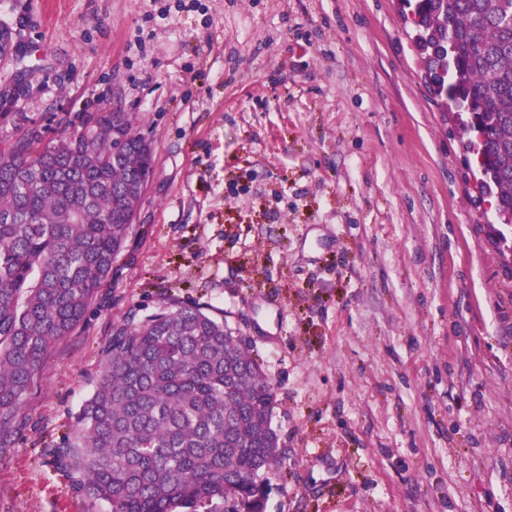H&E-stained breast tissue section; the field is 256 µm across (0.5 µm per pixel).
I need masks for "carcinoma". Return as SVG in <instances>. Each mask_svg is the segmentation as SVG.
<instances>
[{"instance_id":"obj_1","label":"carcinoma","mask_w":512,"mask_h":512,"mask_svg":"<svg viewBox=\"0 0 512 512\" xmlns=\"http://www.w3.org/2000/svg\"><path fill=\"white\" fill-rule=\"evenodd\" d=\"M404 2L435 92L467 114L486 190L512 211V0ZM87 124L40 149L24 133L0 150V430L112 272L153 171L124 113ZM274 399L243 337L173 302L113 332L63 447L81 490L111 512H265V474L286 454Z\"/></svg>"}]
</instances>
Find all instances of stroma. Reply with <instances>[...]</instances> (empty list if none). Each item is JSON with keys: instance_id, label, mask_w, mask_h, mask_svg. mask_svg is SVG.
Wrapping results in <instances>:
<instances>
[{"instance_id": "1", "label": "stroma", "mask_w": 512, "mask_h": 512, "mask_svg": "<svg viewBox=\"0 0 512 512\" xmlns=\"http://www.w3.org/2000/svg\"><path fill=\"white\" fill-rule=\"evenodd\" d=\"M0 144L123 112L124 250L0 440V512H110L63 443L121 325L207 307L272 382L266 512H512V227L400 0H0Z\"/></svg>"}]
</instances>
